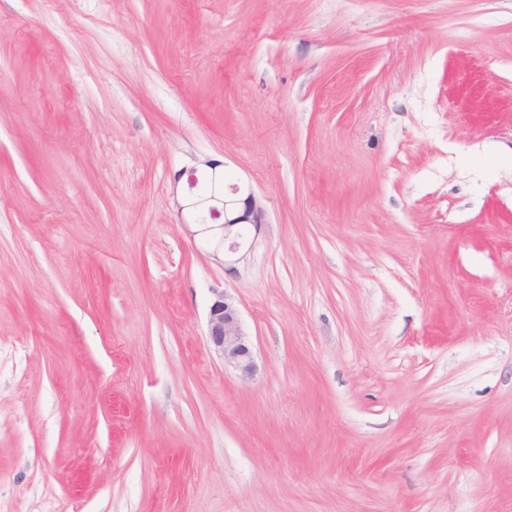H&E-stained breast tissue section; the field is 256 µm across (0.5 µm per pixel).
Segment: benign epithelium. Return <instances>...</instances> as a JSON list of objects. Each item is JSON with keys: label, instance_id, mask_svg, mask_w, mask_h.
<instances>
[{"label": "benign epithelium", "instance_id": "1", "mask_svg": "<svg viewBox=\"0 0 512 512\" xmlns=\"http://www.w3.org/2000/svg\"><path fill=\"white\" fill-rule=\"evenodd\" d=\"M209 178L214 187L192 197L186 208L196 214L202 210L211 213L213 223L203 224L200 232L208 236L214 260L226 266V253H234L240 248L247 225L265 223V211L251 189L238 184H232L226 189L215 187V183L224 182V175L214 169ZM208 336L222 355L224 366L235 371L242 380L254 376L256 364L239 310L223 294L210 307Z\"/></svg>", "mask_w": 512, "mask_h": 512}]
</instances>
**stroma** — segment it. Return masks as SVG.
<instances>
[{
  "label": "stroma",
  "mask_w": 512,
  "mask_h": 512,
  "mask_svg": "<svg viewBox=\"0 0 512 512\" xmlns=\"http://www.w3.org/2000/svg\"><path fill=\"white\" fill-rule=\"evenodd\" d=\"M0 512H512V0H0ZM207 167L211 170L209 178L213 187L192 197L186 208L195 213L193 223L203 226L200 232L208 236L214 260L222 262L226 269V265L232 264L226 261V252L235 253L240 248L247 224L255 227L264 224L265 211L250 188L231 184L226 190V187L223 188L224 175L217 173L216 167ZM217 182H221V189L216 187ZM201 210L210 212L212 221L219 220L223 215V221L200 224L197 215ZM208 336L222 355L225 367L235 371L241 380H249L254 376L256 364L239 310L224 294L218 296L210 307Z\"/></svg>",
  "instance_id": "35a3bbf8"
}]
</instances>
